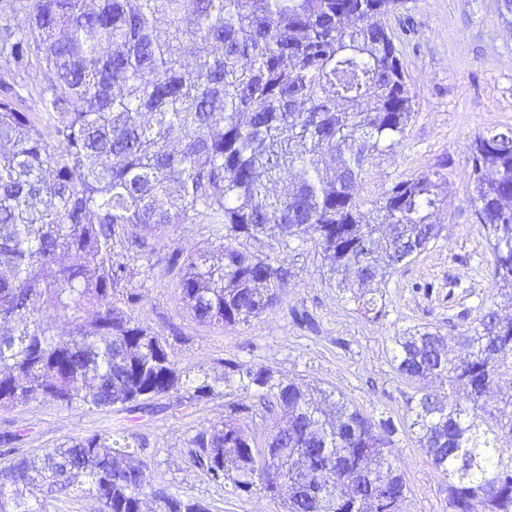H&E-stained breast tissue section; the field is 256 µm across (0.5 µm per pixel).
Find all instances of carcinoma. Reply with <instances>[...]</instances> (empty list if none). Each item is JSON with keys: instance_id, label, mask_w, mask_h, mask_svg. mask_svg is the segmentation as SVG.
<instances>
[{"instance_id": "obj_1", "label": "carcinoma", "mask_w": 512, "mask_h": 512, "mask_svg": "<svg viewBox=\"0 0 512 512\" xmlns=\"http://www.w3.org/2000/svg\"><path fill=\"white\" fill-rule=\"evenodd\" d=\"M6 0L24 25H0V61L46 73L43 109L57 151L0 84V407L50 398L67 408L151 401L184 386L214 394L171 358L167 339L136 320L115 248H143L201 211L222 218L224 263L174 252L186 310L215 327L273 311L291 272L280 253L312 242L328 281L364 316L385 308L382 285L439 236L436 174L395 183L366 217L361 182L371 156L401 140L414 115L403 63L381 15L400 0ZM469 204L490 247L497 293L512 298V127L471 147ZM258 244L244 253L239 239ZM70 316L51 334L38 307ZM427 327L395 338L397 372L448 386L408 406L417 442L448 476V512H512V317L490 305L459 336ZM224 382L280 411L276 452L256 456L231 403L192 440L213 482L262 490L282 512H400L408 488L391 421L344 399L227 360ZM495 389L497 404L481 398ZM110 512H205L154 488L122 432L70 439L41 465L0 468V512H46L44 492L77 483Z\"/></svg>"}]
</instances>
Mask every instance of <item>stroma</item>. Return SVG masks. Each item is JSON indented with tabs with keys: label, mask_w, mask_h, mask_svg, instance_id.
I'll use <instances>...</instances> for the list:
<instances>
[{
	"label": "stroma",
	"mask_w": 512,
	"mask_h": 512,
	"mask_svg": "<svg viewBox=\"0 0 512 512\" xmlns=\"http://www.w3.org/2000/svg\"><path fill=\"white\" fill-rule=\"evenodd\" d=\"M385 22L415 97V116L399 144L375 154L362 195L369 202L379 199L396 181L432 171L448 184L436 215L442 231L389 279L384 316L364 319L330 285L322 254L308 243L280 256L292 277L275 311L248 326L198 322L183 307L180 271L169 267L168 257L177 250L217 248L218 218L207 211L153 239L150 261L127 252L119 258L135 271L130 285L141 300L134 317L168 339L179 368L214 378L223 374L226 359L262 365L275 377L343 397L374 420H391L409 489L403 512H448V480L419 447L407 414L418 386L396 370L395 338L412 327L457 336L494 286L490 249L468 205L473 189L469 157L476 136L512 126V14L502 9L501 0H403ZM5 80L46 134L47 145H54V118L39 102L45 74L34 64L6 74ZM305 314L311 324L301 323ZM218 389V395L204 399L184 391L163 395L149 411L66 408L34 400L0 409V436L11 437L19 456L33 458L72 438L122 429L139 444L153 487L199 502L206 512H281L266 493L216 484L193 465V437L223 419L225 404L258 403L252 392L223 383Z\"/></svg>",
	"instance_id": "1"
}]
</instances>
